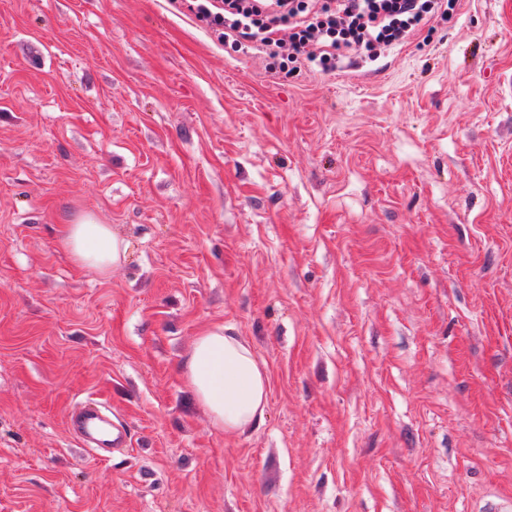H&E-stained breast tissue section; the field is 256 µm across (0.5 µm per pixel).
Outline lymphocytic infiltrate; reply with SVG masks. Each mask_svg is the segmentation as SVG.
<instances>
[{
  "instance_id": "1",
  "label": "lymphocytic infiltrate",
  "mask_w": 512,
  "mask_h": 512,
  "mask_svg": "<svg viewBox=\"0 0 512 512\" xmlns=\"http://www.w3.org/2000/svg\"><path fill=\"white\" fill-rule=\"evenodd\" d=\"M200 18L225 42L314 73L344 59L377 61L452 14L458 0H194Z\"/></svg>"
}]
</instances>
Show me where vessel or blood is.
<instances>
[{
    "mask_svg": "<svg viewBox=\"0 0 512 512\" xmlns=\"http://www.w3.org/2000/svg\"><path fill=\"white\" fill-rule=\"evenodd\" d=\"M66 423L84 446L102 457L112 449L127 447L129 443L126 428L113 421L109 411L93 399L77 404L68 414Z\"/></svg>",
    "mask_w": 512,
    "mask_h": 512,
    "instance_id": "vessel-or-blood-1",
    "label": "vessel or blood"
}]
</instances>
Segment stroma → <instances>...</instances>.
<instances>
[{
    "instance_id": "1",
    "label": "stroma",
    "mask_w": 512,
    "mask_h": 512,
    "mask_svg": "<svg viewBox=\"0 0 512 512\" xmlns=\"http://www.w3.org/2000/svg\"><path fill=\"white\" fill-rule=\"evenodd\" d=\"M82 215L128 245L76 265ZM229 327L268 411L183 376ZM92 398L109 457L65 425ZM512 500V0L288 75L189 0H0V512ZM183 373L213 424L233 434L264 420L268 378L250 346L217 326L197 336ZM110 414L96 400L86 399L67 415L66 423L85 447L92 448L100 457H107L114 448H126L130 440L126 428L113 421Z\"/></svg>"
}]
</instances>
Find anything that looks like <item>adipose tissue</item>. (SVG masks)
Returning a JSON list of instances; mask_svg holds the SVG:
<instances>
[{"label": "adipose tissue", "mask_w": 512, "mask_h": 512, "mask_svg": "<svg viewBox=\"0 0 512 512\" xmlns=\"http://www.w3.org/2000/svg\"><path fill=\"white\" fill-rule=\"evenodd\" d=\"M61 246L81 266L108 271L124 259L125 242L110 225L90 216L65 225ZM197 402L213 424L233 434L263 421L268 406V378L250 346L240 337L215 327L197 336L183 366Z\"/></svg>", "instance_id": "1"}]
</instances>
